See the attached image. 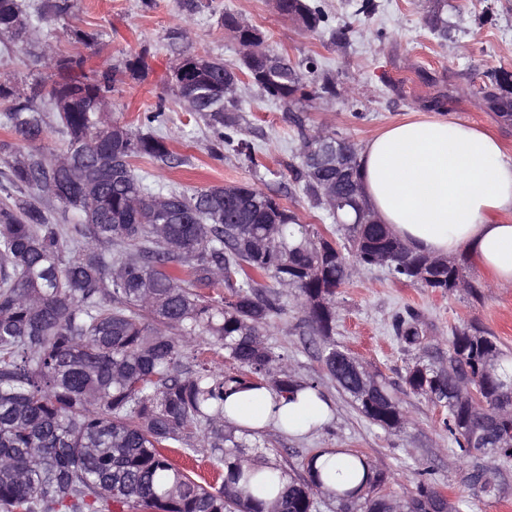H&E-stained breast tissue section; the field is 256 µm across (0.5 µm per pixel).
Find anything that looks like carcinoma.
<instances>
[{
	"label": "carcinoma",
	"instance_id": "obj_1",
	"mask_svg": "<svg viewBox=\"0 0 512 512\" xmlns=\"http://www.w3.org/2000/svg\"><path fill=\"white\" fill-rule=\"evenodd\" d=\"M79 9V0H0V58L26 54L46 69L28 93L17 77L0 76V122L15 134L0 140V512H317L326 500L337 512H390L399 501L379 495L386 474L359 454L349 467L362 471L360 483L341 490L324 486L314 455L305 478L247 455L250 431L225 419V397L247 384L294 401L304 391L323 396L319 381L296 379L266 340L292 296L323 341L327 375L358 412L385 430L404 429L410 420L381 374L373 373L371 392L353 373L336 375V290L382 266L432 292H468L465 257L418 252L373 209L374 223L361 224L356 207H336L329 194L362 190L359 149L327 128L306 130L298 115L293 180L343 239L322 236L279 196L250 185L150 190L132 162L171 160L158 131L163 101L132 131L112 117L114 70L88 69L84 54L59 53L49 42L30 50L45 14L70 20L67 40L92 47L98 33L74 23ZM279 13L308 32L327 22L316 0H279ZM248 66L262 76L256 86L285 104L336 95L333 76L313 61L283 55L269 66L257 56L231 66L186 47L171 82L215 141L239 153L252 154L251 146L236 137L237 98L224 95V84ZM487 78L483 105L511 123L512 71ZM53 127L65 138L60 149L42 145ZM327 144L343 160L339 178L335 162L321 160ZM214 288L224 293L209 294ZM392 329L417 353L405 384L447 409L444 425L461 455L511 460L512 353L466 325L451 329L448 357L439 359L437 339L411 310ZM200 339L244 372L224 375ZM167 448L210 453L224 470L221 484L201 485L171 463ZM263 466L283 484L271 501L262 498ZM469 481L491 491L481 466ZM404 509L461 512L424 474Z\"/></svg>",
	"mask_w": 512,
	"mask_h": 512
}]
</instances>
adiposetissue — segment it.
<instances>
[{
	"label": "adipose tissue",
	"instance_id": "1",
	"mask_svg": "<svg viewBox=\"0 0 512 512\" xmlns=\"http://www.w3.org/2000/svg\"><path fill=\"white\" fill-rule=\"evenodd\" d=\"M363 192L381 223L431 256L468 249L491 281L512 288V162L499 141L466 122L394 123L360 151ZM225 416L255 431L302 434L329 422L315 393L289 403L270 386L230 395Z\"/></svg>",
	"mask_w": 512,
	"mask_h": 512
}]
</instances>
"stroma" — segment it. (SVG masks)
<instances>
[{
    "label": "stroma",
    "mask_w": 512,
    "mask_h": 512,
    "mask_svg": "<svg viewBox=\"0 0 512 512\" xmlns=\"http://www.w3.org/2000/svg\"><path fill=\"white\" fill-rule=\"evenodd\" d=\"M354 2L320 0L328 26L309 34L278 14L271 0H212L208 9L193 15L186 12L183 0H152L148 5L143 0H81V26L98 33L96 45L88 51L92 67L118 65L132 54L144 55L148 64L141 77L120 74L112 95L115 118L134 128L139 115L157 100L167 105L161 131L169 138L173 158L167 164L136 160L137 174L164 189L252 185L278 195L302 223L327 236L330 220L289 172L300 153L290 112L301 113L307 126L329 128L360 146L393 123L433 114L485 128L501 142L505 159L512 161V125L486 111L479 94L488 72L512 69V0H447L444 39L431 29L434 0H373L375 9L367 17L355 14ZM227 12L258 28L274 52L294 62L313 58L337 79L336 96L302 102L291 110L241 80L240 136L253 144L250 156L217 146L205 120L186 112L169 80L172 61L187 45L230 64L238 61V45L220 23ZM339 25L351 28L343 46L330 35ZM176 28L188 29L189 43L170 39ZM468 266L478 288L474 296L442 295L400 283L381 267L362 271L337 291L336 343L396 388L410 417L406 428L397 432L364 418L326 375L319 358L321 340L306 325L296 303L287 302L273 317L267 342L287 356L297 377L320 381L334 411L327 426L305 435L274 428L262 432L259 456L300 476L312 453L346 449L387 473L382 491L389 496H411L424 470L441 495L461 503L462 512H512V465L483 457V464L495 469L497 490L484 493L470 486L469 465L458 458L444 426L446 409L409 393L402 377L411 355L392 331L395 314L412 308L420 312L435 339L446 340L451 327L476 324L496 336L503 349H512V288L494 287L476 260H469Z\"/></svg>",
    "instance_id": "stroma-1"
}]
</instances>
